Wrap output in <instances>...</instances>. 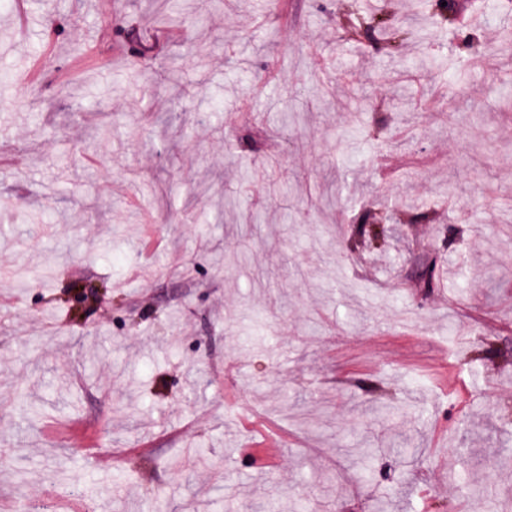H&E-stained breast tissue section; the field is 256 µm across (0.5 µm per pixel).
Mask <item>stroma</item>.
I'll list each match as a JSON object with an SVG mask.
<instances>
[{"mask_svg": "<svg viewBox=\"0 0 512 512\" xmlns=\"http://www.w3.org/2000/svg\"><path fill=\"white\" fill-rule=\"evenodd\" d=\"M23 8L18 37L0 5V512H512V0L466 29L421 0ZM367 211L388 238L352 248Z\"/></svg>", "mask_w": 512, "mask_h": 512, "instance_id": "1", "label": "stroma"}]
</instances>
